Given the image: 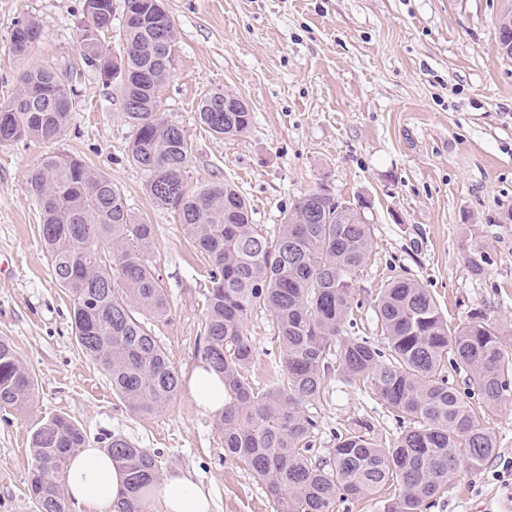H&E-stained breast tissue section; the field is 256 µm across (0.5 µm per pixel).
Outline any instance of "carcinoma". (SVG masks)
I'll return each instance as SVG.
<instances>
[{
  "instance_id": "cac0c4a2",
  "label": "carcinoma",
  "mask_w": 512,
  "mask_h": 512,
  "mask_svg": "<svg viewBox=\"0 0 512 512\" xmlns=\"http://www.w3.org/2000/svg\"><path fill=\"white\" fill-rule=\"evenodd\" d=\"M97 9L96 33L79 34L83 63L112 65L101 35L112 30V0H82V16ZM175 31L153 0H124L119 84L124 114L134 129L129 157L150 174L147 191L178 214L181 230L207 262L210 286L202 361L224 376L229 401L215 418L224 456L262 481L281 512H333L339 498H370L390 487L383 512H427L460 470L480 469L495 453L485 417L448 386L445 366L470 374L473 395L496 409L512 396V351L495 321L485 317L451 327L422 283L397 277L380 289L375 312L385 348L364 336H344L356 284L371 254L372 236L360 200L335 197L321 183L295 200L273 235L252 222L247 200L229 182L187 189L192 144L168 122L159 92L170 75L169 40ZM39 36L28 19L16 24L11 51L27 55ZM74 91L70 78L46 67L25 69L0 121V146L25 139L51 142L67 127ZM222 90L198 103L199 123L224 139L244 136L251 113L224 111ZM51 276L73 305L77 342L100 364L112 391L136 414L168 405L178 373L153 336L148 319L168 316L169 301L150 254L156 226L136 223L112 179L81 159L51 153L28 179ZM467 262L476 275L491 265L486 250ZM270 314L278 331L281 372L263 389L246 373L254 345L246 333L252 308ZM354 384L397 417L400 430L382 445L367 432L337 438L330 458L312 461L317 421L303 405L321 398L331 381ZM34 381L10 342L0 338V408L24 411ZM87 447L83 430L56 415L31 435L29 494L37 512H66L61 471ZM107 452L126 475L115 512H146L143 490L159 477L157 456L114 435Z\"/></svg>"
}]
</instances>
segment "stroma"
Masks as SVG:
<instances>
[{
  "mask_svg": "<svg viewBox=\"0 0 512 512\" xmlns=\"http://www.w3.org/2000/svg\"><path fill=\"white\" fill-rule=\"evenodd\" d=\"M176 31V62L161 111L192 142L188 185L230 181L253 220L276 230L289 206L327 181L346 200L368 196L372 253L356 286V335L380 342L371 302L397 277L422 282L449 325L495 320L512 349V59L496 26L512 0H162ZM35 19L32 51L9 50L16 22ZM80 0H0V103L20 70L49 65L76 74L69 125L52 143L0 147V336L36 383L24 413L0 409V512H34L29 497L32 431L70 417L89 445L119 434L154 452L160 476L187 474L211 490L214 512H278L261 482L224 456L212 416L181 385L162 410L129 411L106 371L78 346L72 302L50 276L40 212L27 193L47 154L78 156L123 191L136 221L157 225L152 263L169 302L154 333L179 376L199 360L208 278L177 215L148 195V174L128 157L133 129L119 88L79 57ZM224 90L252 109L243 137H214L197 119L207 92ZM487 246L492 264L466 261ZM255 346L250 386L280 370L277 330L262 309L248 315ZM319 422L314 460H328L339 435L371 428L395 435L396 417L355 386L332 382L306 406ZM497 448L479 472L462 471L429 512H499L512 500V400L487 413Z\"/></svg>",
  "mask_w": 512,
  "mask_h": 512,
  "instance_id": "obj_1",
  "label": "stroma"
}]
</instances>
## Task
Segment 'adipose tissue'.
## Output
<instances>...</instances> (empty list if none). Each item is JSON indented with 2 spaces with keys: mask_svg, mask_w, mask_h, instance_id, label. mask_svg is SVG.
<instances>
[{
  "mask_svg": "<svg viewBox=\"0 0 512 512\" xmlns=\"http://www.w3.org/2000/svg\"><path fill=\"white\" fill-rule=\"evenodd\" d=\"M190 387L197 406L217 415L224 410V379L207 364L190 374ZM66 497L81 512H104L114 504L124 486V475L103 449L87 447L69 456L63 470ZM148 505L158 512H211L207 490L182 473L172 474L145 492Z\"/></svg>",
  "mask_w": 512,
  "mask_h": 512,
  "instance_id": "adipose-tissue-1",
  "label": "adipose tissue"
}]
</instances>
